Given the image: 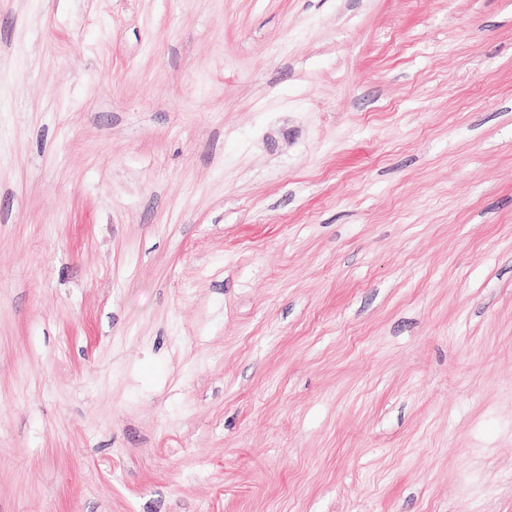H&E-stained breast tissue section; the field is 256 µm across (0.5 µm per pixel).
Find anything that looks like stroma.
Returning <instances> with one entry per match:
<instances>
[{
  "label": "stroma",
  "mask_w": 512,
  "mask_h": 512,
  "mask_svg": "<svg viewBox=\"0 0 512 512\" xmlns=\"http://www.w3.org/2000/svg\"><path fill=\"white\" fill-rule=\"evenodd\" d=\"M0 512H512V0H0Z\"/></svg>",
  "instance_id": "35a3bbf8"
}]
</instances>
